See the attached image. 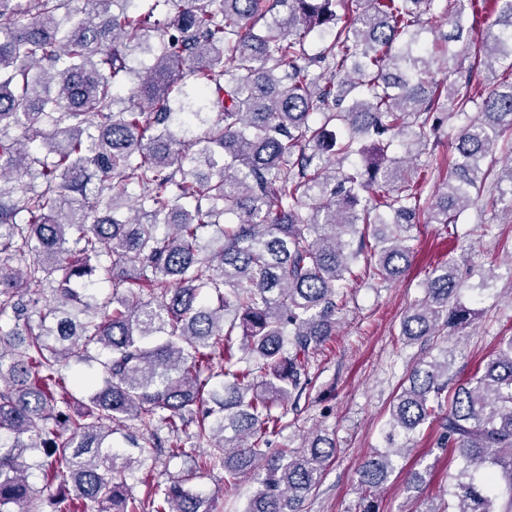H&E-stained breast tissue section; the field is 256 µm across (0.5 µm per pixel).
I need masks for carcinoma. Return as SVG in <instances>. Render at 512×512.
Here are the masks:
<instances>
[{"label":"carcinoma","instance_id":"1","mask_svg":"<svg viewBox=\"0 0 512 512\" xmlns=\"http://www.w3.org/2000/svg\"><path fill=\"white\" fill-rule=\"evenodd\" d=\"M134 2L84 0L90 9L73 19L69 0H0V254L16 261L0 266V317L13 320L0 325V433L11 437L0 442V512H28L29 450L51 457L48 482L68 488L50 496L54 512L89 502L137 512L125 473L146 448L123 455L110 439L109 423L127 419L166 428L171 458L207 442L195 469H224L227 486L256 476L243 512H302L335 439L274 459L267 448L313 384L306 366L335 334L346 283L404 277L420 217L458 223L488 179L512 196V160L481 165L498 139L512 140V0H494L499 31L480 42L463 22L479 0L442 12L435 0H154L164 12L155 49ZM445 19L442 53L483 57L486 91L451 69L434 79L437 47L421 34ZM151 51L137 90L116 96L131 57ZM444 96L448 117L466 122L424 204L405 163L436 140ZM395 144L403 157L388 156ZM331 155L360 163L345 170ZM105 253L112 296L100 303L74 281ZM55 275L33 325L28 286ZM141 279L148 299L130 287ZM461 291L454 264L433 269L403 340L471 325L478 312ZM93 349L105 358L78 378L91 392L73 413L64 370ZM405 380L388 448L361 467L356 512H375L404 456L395 437L435 418L461 465L448 501L423 512H512V336L467 378L444 356L414 362ZM192 476L157 485L152 512H210Z\"/></svg>","mask_w":512,"mask_h":512}]
</instances>
